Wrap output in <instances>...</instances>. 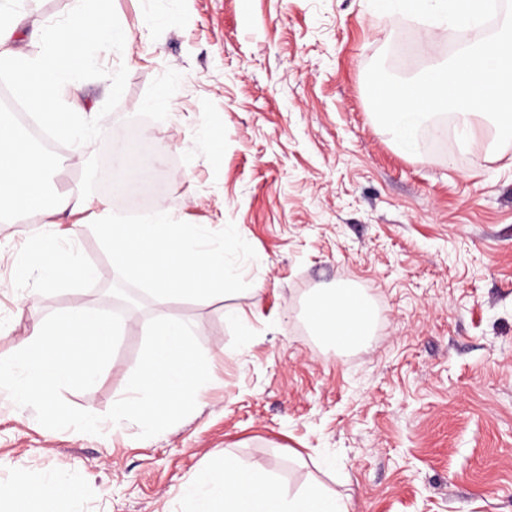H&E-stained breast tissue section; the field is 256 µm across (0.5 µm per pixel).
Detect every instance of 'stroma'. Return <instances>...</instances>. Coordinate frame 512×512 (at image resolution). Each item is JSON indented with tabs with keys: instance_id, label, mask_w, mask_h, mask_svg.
Segmentation results:
<instances>
[{
	"instance_id": "35a3bbf8",
	"label": "stroma",
	"mask_w": 512,
	"mask_h": 512,
	"mask_svg": "<svg viewBox=\"0 0 512 512\" xmlns=\"http://www.w3.org/2000/svg\"><path fill=\"white\" fill-rule=\"evenodd\" d=\"M72 6L29 0L16 48L35 51L31 32ZM108 20L130 43L99 47L97 66L75 77L79 119L95 132L58 141L52 157L51 190L94 206L0 222V357L50 313L116 311L109 368L63 396L103 415L124 395L156 304L110 296L118 274L90 227L97 201L126 209L87 171L108 169L118 142L160 146L159 205L212 231L234 224L257 258L243 266L246 291L168 305L213 358L194 412L148 439L130 422L88 435L46 429L0 391V482L66 475L82 489L71 512H192L184 487L228 452L289 494L318 480L350 512H512V143L463 150L452 125L429 124L417 153H403L366 92L378 55L412 76L431 53L456 50L453 28L429 48L420 24L368 0H110ZM164 90L172 108H150ZM38 233L96 278L45 288L29 264ZM339 280L377 313L368 343L346 352L322 345L306 319L308 299Z\"/></svg>"
}]
</instances>
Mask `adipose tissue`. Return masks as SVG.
Segmentation results:
<instances>
[{"label": "adipose tissue", "mask_w": 512, "mask_h": 512, "mask_svg": "<svg viewBox=\"0 0 512 512\" xmlns=\"http://www.w3.org/2000/svg\"><path fill=\"white\" fill-rule=\"evenodd\" d=\"M101 0H74L65 24L47 25L37 34L39 49L22 54L11 41L24 16V0H0V71L9 73L33 111L50 118L57 135L75 133V115L61 111L57 102L77 105L73 76L92 67L95 56L90 45L124 44L127 31L109 25ZM50 170L36 154L28 133L0 115V222L22 216L56 212L77 213L87 209L84 194L72 191L50 201L47 186ZM45 285L62 277L91 280L95 268L66 253L51 238H35L31 250ZM313 325L328 342L336 340L337 324L355 335L354 346H362L372 335L377 316L368 304L366 292L337 281L335 288L317 294L310 301ZM79 493L64 476L0 485V503L13 504L16 512H67V505ZM193 503L192 512H349L347 502L333 493L311 487L294 496L283 493L279 484L256 468L240 464L232 456L200 471L184 489Z\"/></svg>", "instance_id": "obj_1"}]
</instances>
